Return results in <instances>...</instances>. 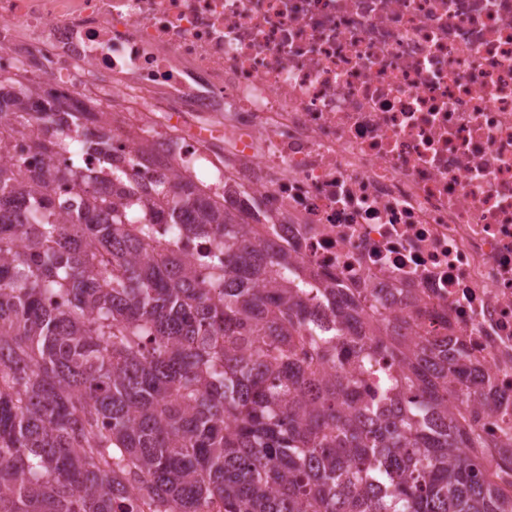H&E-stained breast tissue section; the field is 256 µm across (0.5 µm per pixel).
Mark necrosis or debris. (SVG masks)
<instances>
[{"instance_id":"obj_1","label":"necrosis or debris","mask_w":512,"mask_h":512,"mask_svg":"<svg viewBox=\"0 0 512 512\" xmlns=\"http://www.w3.org/2000/svg\"><path fill=\"white\" fill-rule=\"evenodd\" d=\"M223 144L283 245L512 400V0H0V73Z\"/></svg>"}]
</instances>
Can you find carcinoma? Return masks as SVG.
I'll list each match as a JSON object with an SVG mask.
<instances>
[{"label": "carcinoma", "mask_w": 512, "mask_h": 512, "mask_svg": "<svg viewBox=\"0 0 512 512\" xmlns=\"http://www.w3.org/2000/svg\"><path fill=\"white\" fill-rule=\"evenodd\" d=\"M56 107L0 74V135L35 161L0 164V512H512V434L470 421L509 404L461 348L272 248L258 199L228 206L171 158L143 183L112 160V113ZM72 130L96 166L47 164ZM155 224L215 252L158 254ZM346 346L363 373L396 364L380 404L353 398Z\"/></svg>", "instance_id": "cac0c4a2"}]
</instances>
